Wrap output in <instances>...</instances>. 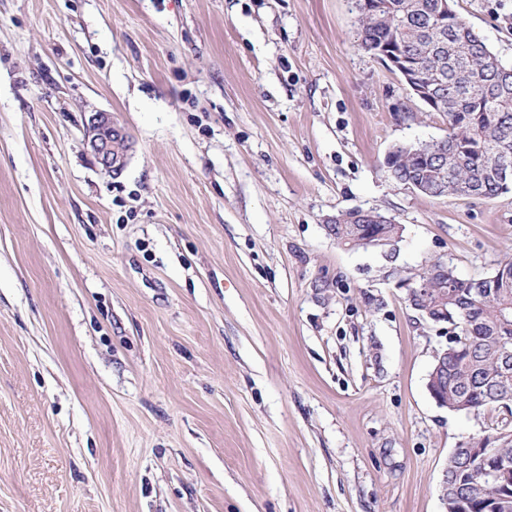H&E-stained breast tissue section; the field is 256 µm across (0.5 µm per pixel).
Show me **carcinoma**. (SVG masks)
<instances>
[{"label": "carcinoma", "instance_id": "obj_1", "mask_svg": "<svg viewBox=\"0 0 512 512\" xmlns=\"http://www.w3.org/2000/svg\"><path fill=\"white\" fill-rule=\"evenodd\" d=\"M446 0H368L359 16L357 42L371 57L394 48L418 65V83L438 100L448 134L433 143L429 159L397 152L386 156L388 177L396 184L420 182L450 196L494 199L509 192L495 161L512 159V67L501 63L459 13L446 15ZM336 244L363 247L367 237L394 239L393 224H364L351 211L337 213L328 225ZM435 294L412 307L430 311L453 326L442 379L435 396L450 412L487 408L512 411V257L484 278L455 277L448 303L435 310ZM501 457L512 459V419L502 418L493 432L474 437ZM448 492L471 503L474 512L498 495L496 484L478 469H462L453 452L446 467Z\"/></svg>", "mask_w": 512, "mask_h": 512}]
</instances>
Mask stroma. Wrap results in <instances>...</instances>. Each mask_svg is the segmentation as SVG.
<instances>
[{"mask_svg":"<svg viewBox=\"0 0 512 512\" xmlns=\"http://www.w3.org/2000/svg\"><path fill=\"white\" fill-rule=\"evenodd\" d=\"M456 4L512 65V0ZM357 29L353 0H0V512H444L500 413L435 403L451 330L405 280L493 273L512 191L388 179L448 123ZM352 208L395 250L337 245ZM123 131L109 112H93L86 122L84 141L87 150L105 175H117L122 170L116 163V143L121 145L125 165L127 163L131 143Z\"/></svg>","mask_w":512,"mask_h":512,"instance_id":"1","label":"stroma"}]
</instances>
